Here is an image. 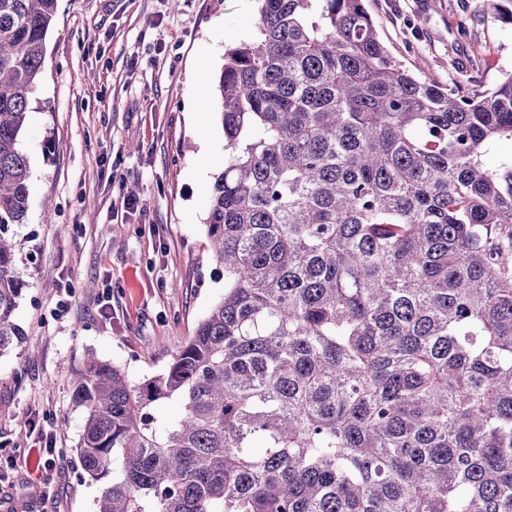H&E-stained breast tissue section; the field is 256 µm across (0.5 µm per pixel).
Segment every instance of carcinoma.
Segmentation results:
<instances>
[{
  "label": "carcinoma",
  "mask_w": 512,
  "mask_h": 512,
  "mask_svg": "<svg viewBox=\"0 0 512 512\" xmlns=\"http://www.w3.org/2000/svg\"><path fill=\"white\" fill-rule=\"evenodd\" d=\"M258 2L215 83L224 294L161 373L89 355L75 375L96 512H512V158L486 162L512 72L448 87L364 0ZM56 8L0 0V355L27 340L8 230Z\"/></svg>",
  "instance_id": "cac0c4a2"
}]
</instances>
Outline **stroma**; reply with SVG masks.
Returning <instances> with one entry per match:
<instances>
[{
  "label": "stroma",
  "mask_w": 512,
  "mask_h": 512,
  "mask_svg": "<svg viewBox=\"0 0 512 512\" xmlns=\"http://www.w3.org/2000/svg\"><path fill=\"white\" fill-rule=\"evenodd\" d=\"M365 6L392 56L437 82L486 90L512 71V25L496 21L487 0ZM257 8L57 0L20 142L29 209L10 227L28 283L15 320L28 340L0 356V512H95L102 485L76 453V371L93 354L135 381L160 373L222 297L204 222L210 160L224 157L225 142L214 92L196 102L192 89L247 39ZM126 197L133 209L122 207ZM32 419L56 440L52 470L28 455Z\"/></svg>",
  "instance_id": "obj_1"
}]
</instances>
